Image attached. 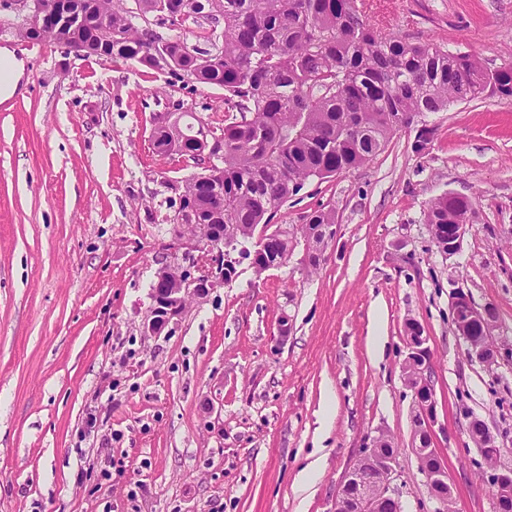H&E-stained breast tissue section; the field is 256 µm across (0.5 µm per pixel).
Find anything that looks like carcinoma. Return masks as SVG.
<instances>
[{"instance_id":"obj_1","label":"carcinoma","mask_w":512,"mask_h":512,"mask_svg":"<svg viewBox=\"0 0 512 512\" xmlns=\"http://www.w3.org/2000/svg\"><path fill=\"white\" fill-rule=\"evenodd\" d=\"M75 19L64 22L57 44L79 43L87 56L138 61L170 77L224 90V122L206 127L224 136L219 175L198 172L175 180L189 224H222L241 259L262 273L288 262V228L260 251L250 245L258 226L272 224L281 207L312 179L359 168L415 118L481 97L512 98V63L486 70L470 56L434 43H408L374 30L354 0H70ZM182 26L211 23L205 45L181 33L150 27L148 15ZM221 33H216L217 27ZM436 128L416 129L424 151ZM469 196L444 193L431 201L426 222L442 253L448 225L474 213ZM336 212L304 216L302 232L315 252L329 241L325 224ZM477 417L469 436L495 468L502 449L484 440Z\"/></svg>"}]
</instances>
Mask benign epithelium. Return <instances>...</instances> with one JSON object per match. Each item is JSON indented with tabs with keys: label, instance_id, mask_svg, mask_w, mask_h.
I'll list each match as a JSON object with an SVG mask.
<instances>
[{
	"label": "benign epithelium",
	"instance_id": "1",
	"mask_svg": "<svg viewBox=\"0 0 512 512\" xmlns=\"http://www.w3.org/2000/svg\"><path fill=\"white\" fill-rule=\"evenodd\" d=\"M29 11V18L38 24L53 17L68 19L73 13L68 10L66 0H17ZM195 138L205 146L206 156L218 157L224 152V137L207 128L196 130ZM177 236L171 246L175 249L185 248L197 252L193 262L184 267L179 264H166L154 275L152 305L145 321L144 333L150 336L160 335L166 327L178 317L191 297H203L214 288L224 284V232L220 224H176ZM466 225L452 224L448 227L451 245L448 255L459 252ZM452 312L455 330L467 345L470 357L490 364L494 362L495 350L490 331L494 326L487 309H478L469 295L456 293ZM408 346L407 362L412 357L423 356L422 373H427L431 366L427 337H406ZM417 411L415 417L424 423L427 434H433L436 420V399L433 384L427 380L420 381L413 387ZM413 453L424 466V474L429 483L433 497L439 502L440 510H445L448 498L452 497L448 485V468L433 440H428L427 447L414 444ZM360 459L373 468L374 479L367 483L359 478V466L348 470L340 485L334 502L333 512H382L386 503L394 504V512H403L399 493L393 486L396 474V456H384L373 448L362 450ZM496 484L502 487L503 496L496 499L498 512H512V467L503 466L495 470Z\"/></svg>",
	"mask_w": 512,
	"mask_h": 512
}]
</instances>
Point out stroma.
I'll use <instances>...</instances> for the list:
<instances>
[{"instance_id":"stroma-1","label":"stroma","mask_w":512,"mask_h":512,"mask_svg":"<svg viewBox=\"0 0 512 512\" xmlns=\"http://www.w3.org/2000/svg\"><path fill=\"white\" fill-rule=\"evenodd\" d=\"M357 4L398 40L490 70L512 59V0ZM25 13L0 8V49L26 67L0 102V512H332L383 435L400 448L404 512H436L411 451L409 319L430 349L433 441L456 508L494 512L467 426L482 419L512 465V100L427 115L426 152L404 128L364 166L307 182L276 218L293 236L286 265L242 263L147 336L149 285L172 259L167 183L196 171L153 150L155 119H223L224 92L20 39ZM445 192L476 202L451 257L425 219ZM323 207L337 232L313 268L301 226ZM459 291L496 310L493 365L455 332Z\"/></svg>"}]
</instances>
